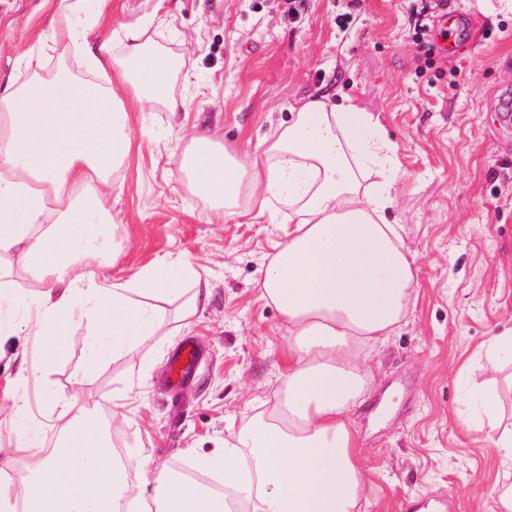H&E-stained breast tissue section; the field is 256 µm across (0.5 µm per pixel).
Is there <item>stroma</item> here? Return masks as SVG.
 Instances as JSON below:
<instances>
[{
    "mask_svg": "<svg viewBox=\"0 0 512 512\" xmlns=\"http://www.w3.org/2000/svg\"><path fill=\"white\" fill-rule=\"evenodd\" d=\"M57 0H0V88L47 30ZM474 18L478 37L460 53L419 50L444 13ZM148 24L185 68L176 92L191 109L147 114L148 131L119 174L112 198L121 224L104 242L102 274L131 278L165 257L209 271L211 295L185 330L166 309L139 352L87 370L85 330L43 378L44 393L109 408L131 392L128 418L112 420L125 460L193 464L232 439L245 410L278 388L285 339L278 310L257 281L282 234L269 219L207 218L176 159L181 124H200L226 147L260 155L288 107L329 94L371 112L394 148L398 225L417 268L408 314L371 353L375 376L357 410L367 492L362 512H403L445 498L452 512H493L502 459L459 427L455 409L476 383L505 387L507 372L481 354L512 327V19L479 13L471 0H112L109 30ZM193 338L202 359L181 388L168 358Z\"/></svg>",
    "mask_w": 512,
    "mask_h": 512,
    "instance_id": "obj_1",
    "label": "stroma"
}]
</instances>
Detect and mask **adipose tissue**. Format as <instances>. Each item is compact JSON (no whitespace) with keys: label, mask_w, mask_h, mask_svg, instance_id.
Returning a JSON list of instances; mask_svg holds the SVG:
<instances>
[{"label":"adipose tissue","mask_w":512,"mask_h":512,"mask_svg":"<svg viewBox=\"0 0 512 512\" xmlns=\"http://www.w3.org/2000/svg\"><path fill=\"white\" fill-rule=\"evenodd\" d=\"M112 0H58L35 67L0 91V340L26 328L41 365L65 357L85 327L96 359L137 351L158 332L165 306L190 326L207 305L205 268L168 257L131 279L94 265L117 219L108 204L136 147L138 113L188 109L175 86L185 65L137 26L90 45ZM372 113L329 96L291 108L261 144L262 162L207 129L182 131L178 164L207 214L283 215L288 229L261 272L259 291L279 311L288 361L275 402L248 415L235 442L196 457L221 475L217 493L152 466L131 474L107 416L60 400L54 447H43L20 369L10 392L12 448H0V512H360L366 493L352 414L371 375L369 348L388 336L413 297L416 269L385 213L397 198L391 147ZM36 292L20 299L15 275ZM459 426L485 434L512 461V422L495 391L478 389L456 410ZM154 481L144 496L140 485Z\"/></svg>","instance_id":"ef3b65f1"}]
</instances>
